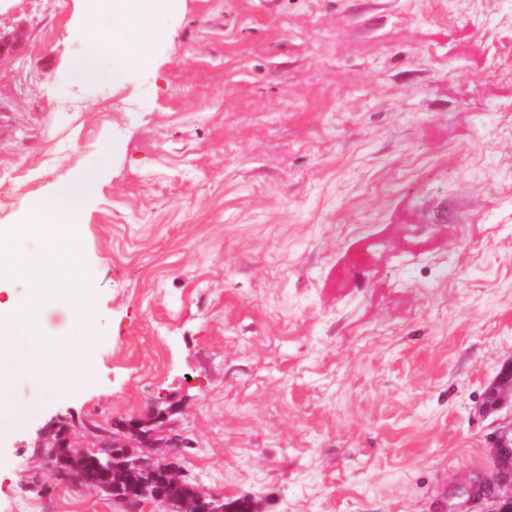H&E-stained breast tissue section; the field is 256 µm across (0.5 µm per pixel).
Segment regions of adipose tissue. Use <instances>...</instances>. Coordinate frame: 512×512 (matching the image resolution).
Returning a JSON list of instances; mask_svg holds the SVG:
<instances>
[{"mask_svg":"<svg viewBox=\"0 0 512 512\" xmlns=\"http://www.w3.org/2000/svg\"><path fill=\"white\" fill-rule=\"evenodd\" d=\"M178 0H80L69 22L70 29L86 35L87 48L67 62L66 74L71 82L112 85L124 78V68L150 58L160 30L157 21L172 13ZM120 14L127 24L135 26L139 38L132 43L110 41L104 29L107 18ZM121 60L120 66L103 63L104 51Z\"/></svg>","mask_w":512,"mask_h":512,"instance_id":"obj_1","label":"adipose tissue"}]
</instances>
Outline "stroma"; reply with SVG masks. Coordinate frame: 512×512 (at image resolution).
Segmentation results:
<instances>
[{"mask_svg": "<svg viewBox=\"0 0 512 512\" xmlns=\"http://www.w3.org/2000/svg\"><path fill=\"white\" fill-rule=\"evenodd\" d=\"M75 0H14L0 226L112 163L75 212L93 319L64 394L16 378L0 512H124L57 484L41 430L165 410L196 487L254 512H469L512 365L506 0H184L122 83L65 82ZM512 404V372L505 369L488 389L485 397L486 409H497Z\"/></svg>", "mask_w": 512, "mask_h": 512, "instance_id": "obj_1", "label": "stroma"}]
</instances>
